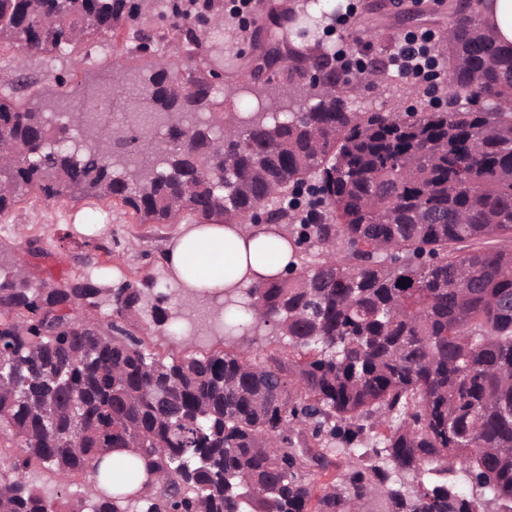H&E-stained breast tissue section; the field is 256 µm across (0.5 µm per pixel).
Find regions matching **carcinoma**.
<instances>
[{
	"label": "carcinoma",
	"mask_w": 512,
	"mask_h": 512,
	"mask_svg": "<svg viewBox=\"0 0 512 512\" xmlns=\"http://www.w3.org/2000/svg\"><path fill=\"white\" fill-rule=\"evenodd\" d=\"M189 5L0 0V47L25 57L93 46L151 12L180 53L140 86L160 123L137 148L126 121L56 118L89 122L86 102L62 95L47 112L0 94V217L26 188L46 203L111 197L143 224H244L261 207L320 258L221 302L152 279L36 288L23 265L0 266V512H361L379 491L387 512H485L486 498L512 512V48L473 0H451L432 77L457 100L441 109L408 84L405 119L356 101L362 82L392 84L391 58L350 80L344 50L311 42L323 17L291 7L288 34L277 20L264 35L288 108L237 84L225 97L251 107L226 112L224 71L192 23L212 0ZM156 327L185 355L150 350ZM269 327L288 352L200 348L201 330L232 342ZM116 448L146 460L147 479L132 460L100 473ZM339 456L350 463L333 476ZM35 467L92 481L49 497ZM458 468L469 498L448 483ZM313 472L331 481L317 488Z\"/></svg>",
	"instance_id": "1"
}]
</instances>
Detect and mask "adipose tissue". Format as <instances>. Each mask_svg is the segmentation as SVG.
Here are the masks:
<instances>
[{
  "label": "adipose tissue",
  "instance_id": "1",
  "mask_svg": "<svg viewBox=\"0 0 512 512\" xmlns=\"http://www.w3.org/2000/svg\"><path fill=\"white\" fill-rule=\"evenodd\" d=\"M160 261L186 287L214 295L283 276L296 263L297 248L271 226L186 224Z\"/></svg>",
  "mask_w": 512,
  "mask_h": 512
}]
</instances>
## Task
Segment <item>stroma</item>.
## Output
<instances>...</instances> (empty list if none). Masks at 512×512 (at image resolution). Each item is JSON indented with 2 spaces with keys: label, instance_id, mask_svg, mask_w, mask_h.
<instances>
[{
  "label": "stroma",
  "instance_id": "stroma-1",
  "mask_svg": "<svg viewBox=\"0 0 512 512\" xmlns=\"http://www.w3.org/2000/svg\"><path fill=\"white\" fill-rule=\"evenodd\" d=\"M368 0H344L341 16L322 32L324 44L363 51L372 58L397 52L405 35L429 32L441 37L448 27V11L436 0H384L378 19L363 21ZM254 19L228 18L225 28L208 25L206 46L215 51L227 46L243 56L254 53ZM164 22L154 20L141 31L122 29L117 37L89 48L86 61L73 67L70 56L21 59L0 49V72L22 70L31 83L22 91L23 101L40 97L55 76H64L67 91L83 96L99 78L113 71L136 70L154 56L169 57L173 45L161 37ZM174 224H142L117 201L109 198L73 200L67 197L45 204L37 192H29L7 218H0V259L22 261L33 283L46 278L79 280L93 278L107 285L154 279L169 285L171 278L160 263L168 240L177 232ZM38 241L49 258L37 259L27 252L29 241Z\"/></svg>",
  "mask_w": 512,
  "mask_h": 512
}]
</instances>
